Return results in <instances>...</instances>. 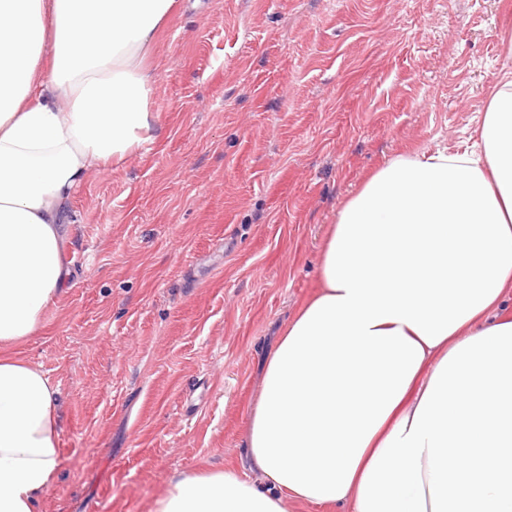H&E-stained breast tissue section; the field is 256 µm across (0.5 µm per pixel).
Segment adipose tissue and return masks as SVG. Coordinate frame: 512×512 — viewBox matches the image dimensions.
Returning a JSON list of instances; mask_svg holds the SVG:
<instances>
[{
	"instance_id": "obj_1",
	"label": "adipose tissue",
	"mask_w": 512,
	"mask_h": 512,
	"mask_svg": "<svg viewBox=\"0 0 512 512\" xmlns=\"http://www.w3.org/2000/svg\"><path fill=\"white\" fill-rule=\"evenodd\" d=\"M175 0H0V345L62 292L67 204L155 141L145 61ZM479 151L399 155L338 211L268 357L246 445L153 512H493L512 502V71ZM57 387L0 355V512H38Z\"/></svg>"
}]
</instances>
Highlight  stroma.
<instances>
[{"label": "stroma", "instance_id": "1", "mask_svg": "<svg viewBox=\"0 0 512 512\" xmlns=\"http://www.w3.org/2000/svg\"><path fill=\"white\" fill-rule=\"evenodd\" d=\"M160 138L69 205L74 261L10 346L59 390L39 512H150L244 467L265 359L345 201L405 151L472 150L512 70L503 0H179L157 35Z\"/></svg>", "mask_w": 512, "mask_h": 512}]
</instances>
